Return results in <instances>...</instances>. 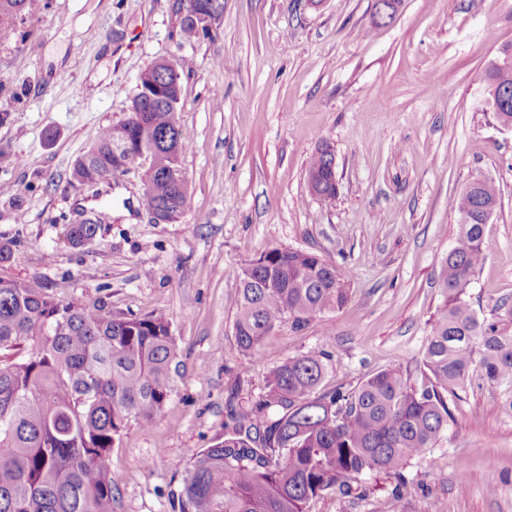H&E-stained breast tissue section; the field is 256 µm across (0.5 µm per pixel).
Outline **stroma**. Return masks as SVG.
Segmentation results:
<instances>
[{"label": "stroma", "mask_w": 512, "mask_h": 512, "mask_svg": "<svg viewBox=\"0 0 512 512\" xmlns=\"http://www.w3.org/2000/svg\"><path fill=\"white\" fill-rule=\"evenodd\" d=\"M375 0H224L209 32L186 41L187 0H34L0 33V279L114 313L164 314L178 366L150 427L130 421L112 450L113 512H174L175 459L209 447L231 408L252 405L285 359L325 355L320 392L400 365L426 383L427 338L455 246L450 201L474 179L499 203L486 259L466 290L479 319L512 299V128L490 109L484 71L512 44V0H400L390 23ZM181 74L187 206L153 223L144 166L96 187L71 177L102 128L123 120L156 60ZM336 157L338 193L313 195L311 158ZM110 216L86 246L70 225ZM279 247L349 274L345 308L283 324L258 357L236 352L242 268ZM471 379L449 399L448 431L406 469L394 498L384 474L357 494L328 493L308 512H512V418Z\"/></svg>", "instance_id": "1"}]
</instances>
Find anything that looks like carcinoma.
I'll list each match as a JSON object with an SVG mask.
<instances>
[{"label": "carcinoma", "mask_w": 512, "mask_h": 512, "mask_svg": "<svg viewBox=\"0 0 512 512\" xmlns=\"http://www.w3.org/2000/svg\"><path fill=\"white\" fill-rule=\"evenodd\" d=\"M33 0H0V32L12 29ZM185 16L182 37L208 32ZM160 65L139 78L125 120L105 127L80 156L72 177L97 185L125 164L128 151L151 154L143 199L148 208L178 218L187 182L180 159V82L167 101L139 110ZM488 103L512 126V45L484 71ZM330 147L310 162L313 194L333 198ZM495 185L472 181L453 199L457 245L441 273L444 306L428 338L429 384L415 387L399 366L349 390L318 395L326 372L320 353L290 357L267 378L266 392L248 408L232 410V424L214 443L175 463L182 473L178 512H307L325 492L349 496L361 477L382 472L407 486L411 460L424 456L448 431V397L473 373L498 391L497 407L512 417V305L497 320L481 321L464 299L485 260V210L496 208ZM101 221L69 229L72 245L97 235ZM347 275L321 256L273 248L240 275L234 322L236 350L251 357L274 329L348 302ZM171 322L163 314L127 317L105 305L62 301L40 285L0 279V512H112V448L132 420L149 425L171 393L177 363Z\"/></svg>", "instance_id": "obj_1"}]
</instances>
